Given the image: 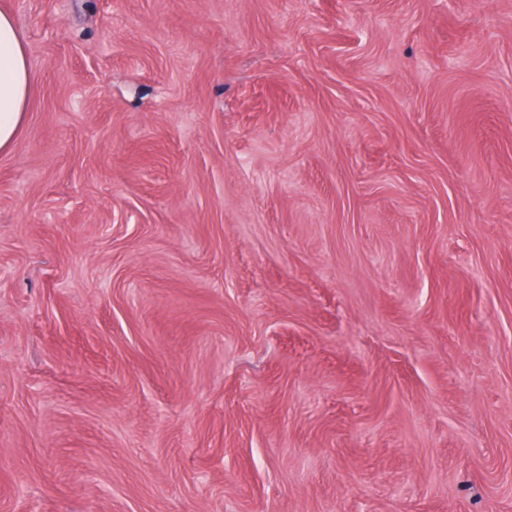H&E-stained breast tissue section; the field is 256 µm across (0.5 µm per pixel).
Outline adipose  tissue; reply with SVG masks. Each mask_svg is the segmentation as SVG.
Here are the masks:
<instances>
[{
  "label": "adipose tissue",
  "instance_id": "obj_1",
  "mask_svg": "<svg viewBox=\"0 0 512 512\" xmlns=\"http://www.w3.org/2000/svg\"><path fill=\"white\" fill-rule=\"evenodd\" d=\"M27 49L14 18L0 12V151L14 144L32 90Z\"/></svg>",
  "mask_w": 512,
  "mask_h": 512
}]
</instances>
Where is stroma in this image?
<instances>
[{
	"mask_svg": "<svg viewBox=\"0 0 512 512\" xmlns=\"http://www.w3.org/2000/svg\"><path fill=\"white\" fill-rule=\"evenodd\" d=\"M0 10V512H512V0ZM27 49L14 18L0 12V151L14 144L32 90Z\"/></svg>",
	"mask_w": 512,
	"mask_h": 512,
	"instance_id": "obj_1",
	"label": "stroma"
}]
</instances>
